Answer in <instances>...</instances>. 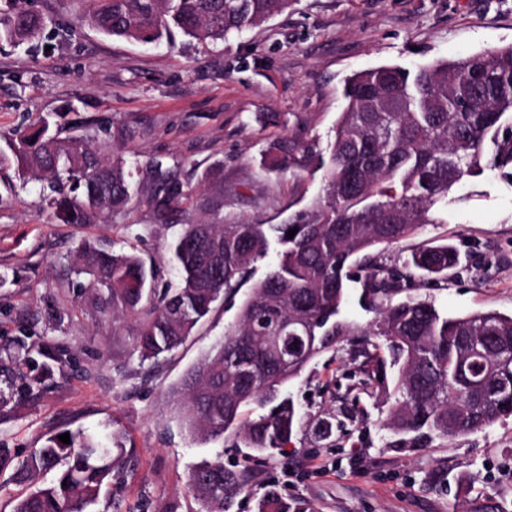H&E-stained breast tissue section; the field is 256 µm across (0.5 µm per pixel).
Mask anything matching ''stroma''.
Listing matches in <instances>:
<instances>
[{
  "label": "stroma",
  "instance_id": "stroma-1",
  "mask_svg": "<svg viewBox=\"0 0 512 512\" xmlns=\"http://www.w3.org/2000/svg\"><path fill=\"white\" fill-rule=\"evenodd\" d=\"M17 7L46 26L20 45L0 41V154L17 132L45 123L88 139L105 159H124L139 195L110 223L63 224L45 207L43 182L0 165V390L15 383L11 365L25 348L49 346L62 358L39 399L16 391L0 409V512L31 490L13 478L28 451L78 430L122 437L127 458L116 497L124 512H202L189 470L217 454L248 475L232 512H255L265 483L310 501L315 512H512V418L410 451L397 450L381 429L395 395L362 383L355 334L377 316L362 280L349 282L339 316L348 335L285 386L301 428L266 462L232 437L192 434L176 394L223 343L247 288L217 304L173 354L144 362L134 349L135 319L102 308L88 276L75 272L77 245L108 238L151 263L160 282L177 281L168 259L176 227L149 203L159 168L186 192V219L286 221L320 194V182L267 172L268 143L333 138L354 72L412 70L512 44V0H295L288 12L221 41L177 32L157 43L95 30L85 19L89 0H0L2 14ZM446 242L458 248L459 268L437 281L414 274L408 296L451 316L511 314L512 182L490 170L464 180L447 223L425 225L380 250L378 261L395 267L418 244ZM353 401L356 416L318 440L316 420Z\"/></svg>",
  "mask_w": 512,
  "mask_h": 512
}]
</instances>
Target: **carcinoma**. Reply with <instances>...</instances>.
I'll use <instances>...</instances> for the list:
<instances>
[{
  "label": "carcinoma",
  "mask_w": 512,
  "mask_h": 512,
  "mask_svg": "<svg viewBox=\"0 0 512 512\" xmlns=\"http://www.w3.org/2000/svg\"><path fill=\"white\" fill-rule=\"evenodd\" d=\"M292 3L92 0L88 22L108 36L144 43L168 39L176 30L215 42ZM44 27L42 17L17 9L0 17V40L23 42ZM343 97L346 107L326 145L317 138L283 137L263 153L272 173L320 174L322 193L284 224L182 225L171 246L176 286L157 287L153 266L135 253L114 250L107 240L77 246V273L91 277L102 304L140 316L135 342L143 361L177 350L276 246V265L250 288L224 343L193 367L179 389L185 424L211 439L237 425L244 407L262 409L244 425L241 441L270 458L300 428L282 387L336 337L350 334L337 317L356 265L364 271L365 294L378 301V317L362 346L375 381L385 390L393 385L395 404L384 427L398 436L397 449L512 418V314L449 317L429 300L392 302L411 270L442 275L457 268L458 250L448 243L422 245L399 268L375 256L425 224L447 223L448 197L467 178L489 169L512 180V45L413 71L396 65L361 70L345 79ZM11 151L19 175H37L50 185L54 195L47 207L63 224L102 223L125 211L139 192L124 161H107L83 139L51 133L46 124L19 134ZM156 179L160 195L150 204L166 218L186 194L169 173L158 169ZM279 333L288 335L284 360L270 342ZM371 336L383 338L388 355L378 345L369 350ZM60 361L49 347L28 352L18 370L24 395L39 398ZM389 366L397 368L391 381ZM69 438L68 444L49 438L19 463L20 480L35 482L52 470L57 477L18 500L12 512H93L103 488L124 468V444L116 436L104 443L83 431ZM189 483L204 512H230L244 475L225 467L218 455L194 465ZM255 512L314 508L268 485Z\"/></svg>",
  "instance_id": "obj_1"
}]
</instances>
